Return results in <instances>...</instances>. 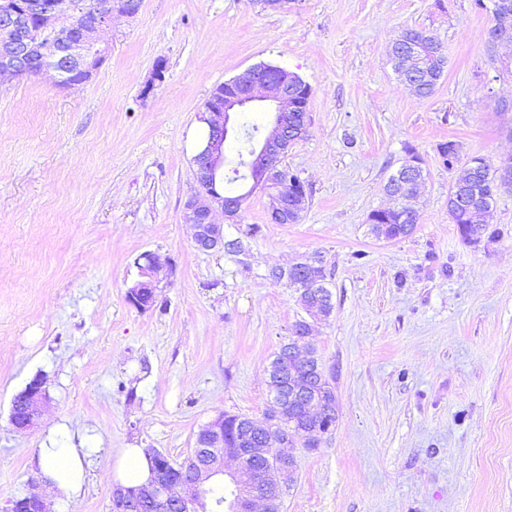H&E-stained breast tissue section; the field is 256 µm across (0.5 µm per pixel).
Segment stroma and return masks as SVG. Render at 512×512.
Instances as JSON below:
<instances>
[{
    "instance_id": "1",
    "label": "stroma",
    "mask_w": 512,
    "mask_h": 512,
    "mask_svg": "<svg viewBox=\"0 0 512 512\" xmlns=\"http://www.w3.org/2000/svg\"><path fill=\"white\" fill-rule=\"evenodd\" d=\"M491 24L476 0H143L102 32L107 57L79 89L50 71L0 83V512L38 482L44 445L94 451L86 492L52 512H110L123 449L180 463L218 415L262 417L266 368L304 315L267 272L317 252L333 312L309 341L339 418L297 449L281 512H512V189L491 233L465 242L437 153L454 140L464 161L512 158V46L488 53ZM406 27L448 59L427 99L390 61ZM260 63L312 88L307 133L282 159L309 207L272 224L264 194L244 200L241 222L262 233L242 262L198 251L181 213L206 102ZM411 150L419 222L375 238L368 215L390 206L384 185ZM144 253L162 268L142 312L126 293ZM37 376L49 401L16 432L12 400Z\"/></svg>"
}]
</instances>
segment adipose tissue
<instances>
[{"instance_id": "1", "label": "adipose tissue", "mask_w": 512, "mask_h": 512, "mask_svg": "<svg viewBox=\"0 0 512 512\" xmlns=\"http://www.w3.org/2000/svg\"><path fill=\"white\" fill-rule=\"evenodd\" d=\"M92 451L66 445L46 446L39 452V467L50 493L59 499L78 498L85 490ZM151 476L149 457L144 449H125L116 470L108 471L109 480L125 487L148 482Z\"/></svg>"}]
</instances>
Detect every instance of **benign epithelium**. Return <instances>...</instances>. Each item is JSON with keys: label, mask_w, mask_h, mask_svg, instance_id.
Returning <instances> with one entry per match:
<instances>
[{"label": "benign epithelium", "mask_w": 512, "mask_h": 512, "mask_svg": "<svg viewBox=\"0 0 512 512\" xmlns=\"http://www.w3.org/2000/svg\"><path fill=\"white\" fill-rule=\"evenodd\" d=\"M141 0H3L0 3V80L20 79L53 71L56 76L67 70L81 71L91 76L106 57L98 34L109 26L114 15L136 16ZM512 5L507 0L492 4L494 21L487 31V39L494 45L512 43V28L501 24L499 17ZM303 80L286 69L274 66H254L244 75L224 84L221 100L207 106L204 118L208 126L206 140L193 157L197 190L184 203L182 220L194 229L193 243L203 252L224 250V225L213 222L212 215L219 208L229 224L238 223L244 198L258 187L265 189L269 204V221L287 224L308 204L305 186L288 180L281 165L283 156L295 141L296 127L307 126V113L292 94ZM253 108L270 112L264 134L250 149L246 169V190L235 196L216 192L217 179L224 169V143L234 137L237 126L232 115ZM146 281H139L127 291L128 297L141 310L148 306L139 299V289L158 288L155 274L157 258L147 253ZM317 282L315 272L307 269L301 274V288L297 289L299 302L323 304L321 293L304 288V283ZM311 325H305L288 343V354L303 362L308 352L299 349V343L310 335ZM47 403V390L42 378H34L17 396L12 405V425L18 431L34 428ZM279 450L271 453V443ZM295 449L287 448L276 437L265 441L260 448L224 447L221 417H216L199 430L189 462L178 467L155 464L148 487L129 489L116 486L112 490V512H134L138 504L161 502L176 512H207L206 485L211 478L224 472V461L231 459L236 467L227 473L229 483L235 486L233 512H255L258 503L268 512L270 492L268 473L258 465L271 456L279 461L280 484L288 483L289 467L294 462Z\"/></svg>", "instance_id": "benign-epithelium-1"}]
</instances>
